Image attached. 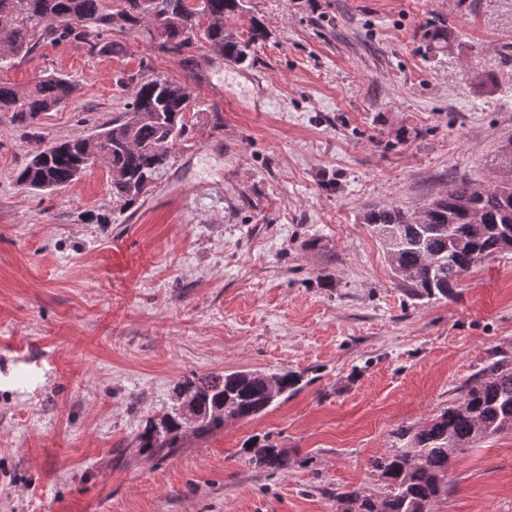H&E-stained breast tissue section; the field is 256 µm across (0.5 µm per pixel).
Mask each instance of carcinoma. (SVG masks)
<instances>
[{"instance_id": "obj_1", "label": "carcinoma", "mask_w": 512, "mask_h": 512, "mask_svg": "<svg viewBox=\"0 0 512 512\" xmlns=\"http://www.w3.org/2000/svg\"><path fill=\"white\" fill-rule=\"evenodd\" d=\"M247 11L246 0H0V64L26 57L39 45L79 43L90 52L114 53L109 41L119 30L142 37L151 53L180 60L188 80L176 82L143 65L116 77L120 87L134 86L124 111L96 132L53 142L16 170L14 181L27 189L54 193L85 172L97 158L112 168V201L123 214L134 208L145 189L162 177L176 145L191 133L187 115L196 107L193 83L213 59L199 52L206 43L221 59L243 64L267 40L263 23L253 17L243 35L229 20ZM75 85L55 73L26 88L0 83V112L30 126L44 112L68 104ZM364 220L380 240L404 287L417 298L448 297L461 277L500 253L502 230L512 225V173L507 167L482 182L453 180L448 192L410 212L397 206L372 207ZM271 394L262 371L192 374L174 386L175 401L146 420L132 444L162 458L174 453L187 432L204 438L224 420L253 419L299 391L302 377L278 375ZM498 433L512 424V358L492 354L464 385L462 394L439 414L415 427H402L392 446L371 460L380 481L378 512H431L432 502L448 489V449L463 450L478 441L476 424ZM249 461L263 471L288 468V450L266 439L248 446Z\"/></svg>"}]
</instances>
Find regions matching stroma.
I'll list each match as a JSON object with an SVG mask.
<instances>
[{
    "label": "stroma",
    "instance_id": "35a3bbf8",
    "mask_svg": "<svg viewBox=\"0 0 512 512\" xmlns=\"http://www.w3.org/2000/svg\"><path fill=\"white\" fill-rule=\"evenodd\" d=\"M264 22L254 85L214 73L175 162L111 224V176L47 195L14 172L47 144L111 122L120 72L171 80L179 60L113 33L112 55L46 47L0 67L76 86L33 126L0 114V512H337L377 489L368 462L438 414L489 354L512 356V252L448 298H414L363 220L416 210L450 180L484 181L512 136V0H249ZM448 42L429 48L428 32ZM304 373L278 407L133 448L191 373ZM288 450L277 473L244 444ZM432 512H512V432L460 451Z\"/></svg>",
    "mask_w": 512,
    "mask_h": 512
}]
</instances>
